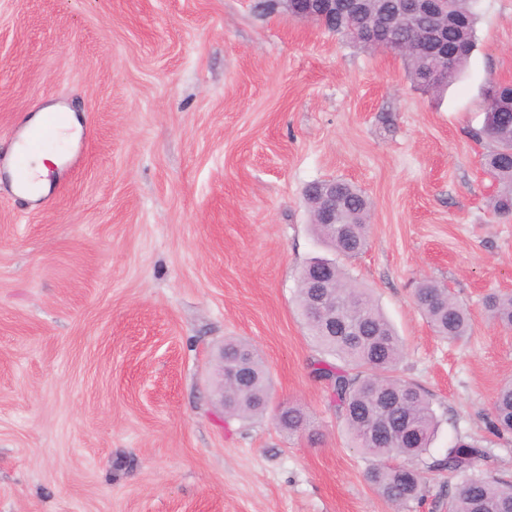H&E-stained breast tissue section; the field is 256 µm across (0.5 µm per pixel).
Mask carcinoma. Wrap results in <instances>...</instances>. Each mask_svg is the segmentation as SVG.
Wrapping results in <instances>:
<instances>
[{
  "instance_id": "cac0c4a2",
  "label": "carcinoma",
  "mask_w": 512,
  "mask_h": 512,
  "mask_svg": "<svg viewBox=\"0 0 512 512\" xmlns=\"http://www.w3.org/2000/svg\"><path fill=\"white\" fill-rule=\"evenodd\" d=\"M346 2L336 0V21L326 23V29L357 46L351 28L376 14L378 34L391 47L401 44L407 49L402 59L414 85L437 96L459 78L477 46L474 0L449 4L448 26L441 28L453 49L446 63L430 51L420 25H389L393 9L386 8L383 0H365L359 14L346 10ZM483 135L493 143L484 155V167L498 185L491 207L499 215H512V84L491 89ZM336 198L341 202L343 226L333 232L314 224L312 230L329 249L353 259L368 244L370 203L344 180L336 181ZM326 264L328 260L316 257L303 267L298 304L311 337L331 357L317 361L313 373L327 383L332 402L359 449L375 460L367 472L372 488L385 500L404 505L422 499L425 470H446L462 476L448 497V512H512V481L472 473L474 463L486 454L477 442L461 439L444 458L424 461L437 426L432 405L417 384L397 375L403 353L400 336L367 290L356 285L339 264L325 293L336 301V309L357 322L360 335L350 336L341 324L332 328L314 317L312 301L319 289L313 287V275ZM414 304L444 338L461 340L470 335L469 312L444 285L420 282ZM485 306L491 320L512 329V294H491ZM223 354L226 362H241L239 376L224 377V415L239 419L263 415L270 406L271 381L259 353L246 342L226 340ZM275 418L290 432L301 430L306 423L305 412L294 405L279 409ZM490 424L498 433H512V379L503 383L493 401Z\"/></svg>"
}]
</instances>
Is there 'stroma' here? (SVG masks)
Returning a JSON list of instances; mask_svg holds the SVG:
<instances>
[{"label":"stroma","mask_w":512,"mask_h":512,"mask_svg":"<svg viewBox=\"0 0 512 512\" xmlns=\"http://www.w3.org/2000/svg\"><path fill=\"white\" fill-rule=\"evenodd\" d=\"M476 11L477 47L437 97L398 54L276 0H0V512H399L312 373L298 307L301 268L328 252L304 190L329 179L372 204L345 267L432 402L430 459L475 438L476 473L512 479V435L488 429L512 329L483 305L512 292V217L488 206L475 137L512 82V0ZM50 104L80 129L30 202L5 160ZM423 278L469 310L468 339L414 306ZM228 338L259 349L271 412L225 418ZM291 404L309 417L293 435L273 415ZM458 482L428 472L400 512H448Z\"/></svg>","instance_id":"obj_1"}]
</instances>
